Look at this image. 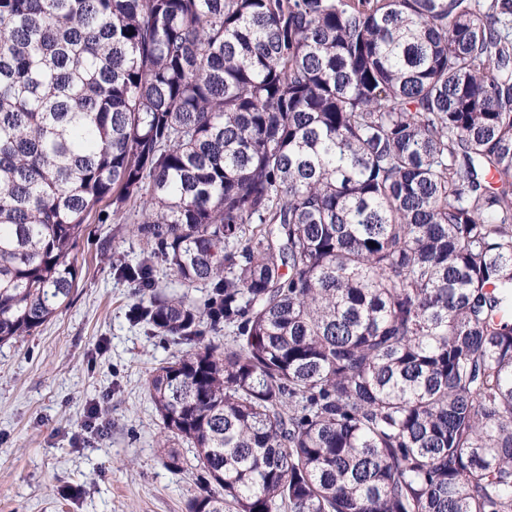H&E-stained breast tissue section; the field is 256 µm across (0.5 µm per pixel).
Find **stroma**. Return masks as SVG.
<instances>
[{
  "label": "stroma",
  "instance_id": "35a3bbf8",
  "mask_svg": "<svg viewBox=\"0 0 512 512\" xmlns=\"http://www.w3.org/2000/svg\"><path fill=\"white\" fill-rule=\"evenodd\" d=\"M146 250L124 224H89L69 305L0 346V512H186L196 487L163 465L146 390L178 348L129 322L118 272Z\"/></svg>",
  "mask_w": 512,
  "mask_h": 512
}]
</instances>
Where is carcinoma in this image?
I'll return each mask as SVG.
<instances>
[{"label":"carcinoma","mask_w":512,"mask_h":512,"mask_svg":"<svg viewBox=\"0 0 512 512\" xmlns=\"http://www.w3.org/2000/svg\"><path fill=\"white\" fill-rule=\"evenodd\" d=\"M108 213L186 512H512V0H0V345Z\"/></svg>","instance_id":"1"}]
</instances>
